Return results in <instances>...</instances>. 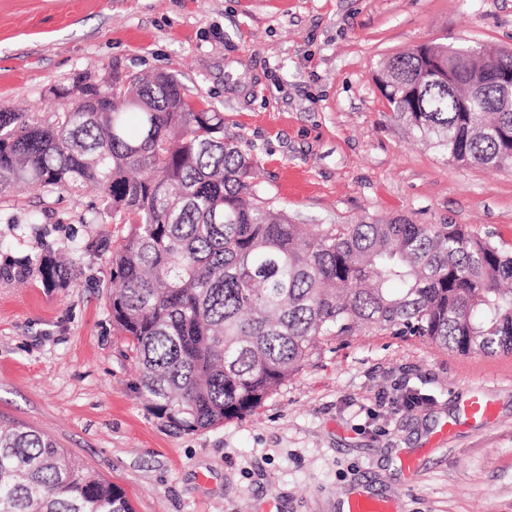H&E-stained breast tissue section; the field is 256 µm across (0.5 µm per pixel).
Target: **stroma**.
Listing matches in <instances>:
<instances>
[{
    "label": "stroma",
    "mask_w": 512,
    "mask_h": 512,
    "mask_svg": "<svg viewBox=\"0 0 512 512\" xmlns=\"http://www.w3.org/2000/svg\"><path fill=\"white\" fill-rule=\"evenodd\" d=\"M459 41L512 48V0H0V104L52 112L50 88L80 73H171L223 112L261 197L296 223L402 216L512 243V171L415 141L378 86L395 54ZM96 197L0 203V420L68 448L135 512H341L356 488L402 512H512V370L465 369L416 337L329 338L216 428L154 415L112 325L117 227L83 221ZM50 251L75 257L69 287L43 284ZM476 391L495 406L485 424L463 412Z\"/></svg>",
    "instance_id": "1"
}]
</instances>
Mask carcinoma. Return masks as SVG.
<instances>
[{
    "label": "carcinoma",
    "mask_w": 512,
    "mask_h": 512,
    "mask_svg": "<svg viewBox=\"0 0 512 512\" xmlns=\"http://www.w3.org/2000/svg\"><path fill=\"white\" fill-rule=\"evenodd\" d=\"M413 51L388 61L394 118L446 159L512 170V112H458ZM55 112L0 106V199L95 186L125 234L112 251V323L154 413L184 431L257 409L327 337H418L460 357L512 355V245L403 218L303 230L260 196L224 113L173 74L79 76ZM49 288L76 263H37ZM0 512H134L126 494L51 437L0 424Z\"/></svg>",
    "instance_id": "carcinoma-1"
}]
</instances>
